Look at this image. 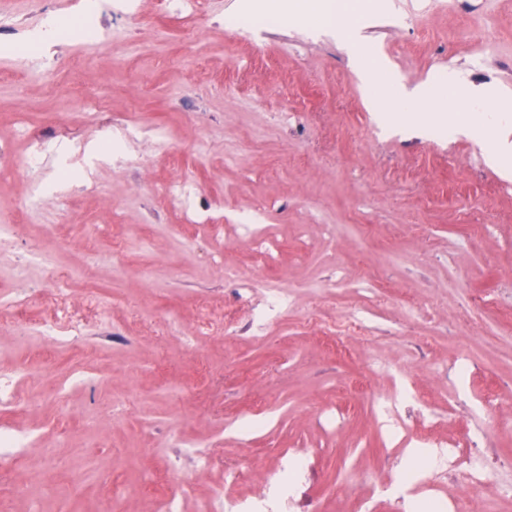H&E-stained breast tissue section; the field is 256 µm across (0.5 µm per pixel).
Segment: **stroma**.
I'll return each mask as SVG.
<instances>
[{"instance_id": "stroma-1", "label": "stroma", "mask_w": 512, "mask_h": 512, "mask_svg": "<svg viewBox=\"0 0 512 512\" xmlns=\"http://www.w3.org/2000/svg\"><path fill=\"white\" fill-rule=\"evenodd\" d=\"M279 2L195 0L165 16L157 0H10L0 16V224L17 227L0 237V303L28 302L0 312V369L29 371L25 407L4 419L40 441L0 476L9 512H100L110 497L155 512L154 474L171 458L181 512H221L225 494H265L284 449L308 461L285 512H354L365 498L397 512L379 488L415 449L377 403L399 373L412 432L471 438L469 454L512 483V437L484 441L512 415V172L419 114L380 119L335 34L246 25ZM358 2L350 21L395 82L454 73L512 100V0ZM71 20L91 39L50 37ZM17 21L41 55L17 52ZM36 145V168L15 176L12 157ZM187 177L190 195L156 205L155 185ZM49 263L71 275L68 307ZM90 284L109 290L111 313ZM312 308L346 332L301 329ZM67 315L81 349L41 331ZM331 397L348 411L325 428Z\"/></svg>"}]
</instances>
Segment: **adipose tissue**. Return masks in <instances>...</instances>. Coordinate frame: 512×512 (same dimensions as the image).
Segmentation results:
<instances>
[{
    "label": "adipose tissue",
    "mask_w": 512,
    "mask_h": 512,
    "mask_svg": "<svg viewBox=\"0 0 512 512\" xmlns=\"http://www.w3.org/2000/svg\"><path fill=\"white\" fill-rule=\"evenodd\" d=\"M339 35L349 44L350 56L369 99L375 104L402 110L416 108L423 112L428 122L470 130L481 141L493 144L490 163L503 166L512 161V137L508 136L507 127L502 123L505 112L512 110V101L487 95L483 98L485 113L481 120L455 115L456 100L468 92L461 80L450 84L436 80L411 90L399 87L379 68L360 29L348 27L340 30Z\"/></svg>",
    "instance_id": "adipose-tissue-1"
}]
</instances>
